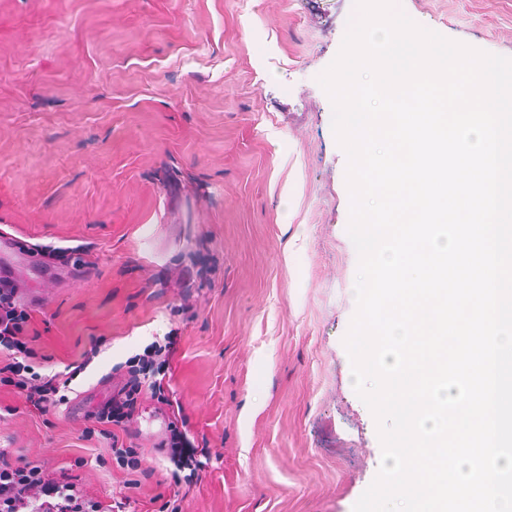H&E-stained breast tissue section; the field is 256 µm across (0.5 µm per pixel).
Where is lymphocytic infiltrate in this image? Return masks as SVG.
<instances>
[{
    "mask_svg": "<svg viewBox=\"0 0 512 512\" xmlns=\"http://www.w3.org/2000/svg\"><path fill=\"white\" fill-rule=\"evenodd\" d=\"M15 288H0V387H10L23 394L26 402L41 413H48L66 400L65 388L72 381L73 372L46 375L35 370L33 362L38 352L29 337L30 316L18 309ZM174 339L165 344H152L130 366L129 377L122 387V399L103 408L85 429L86 435L111 436L112 427L133 411L141 393L142 376L154 374L152 395H162V376L168 371ZM182 434H173L170 458L177 468L174 483H192L204 461L210 458V449L185 450ZM0 512H106L103 503L86 491L79 476L72 471L53 472L44 463L12 457L0 448Z\"/></svg>",
    "mask_w": 512,
    "mask_h": 512,
    "instance_id": "1",
    "label": "lymphocytic infiltrate"
}]
</instances>
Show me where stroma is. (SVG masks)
Here are the masks:
<instances>
[{
    "mask_svg": "<svg viewBox=\"0 0 512 512\" xmlns=\"http://www.w3.org/2000/svg\"><path fill=\"white\" fill-rule=\"evenodd\" d=\"M512 58V0H396ZM356 0H0V242L40 370L83 363L46 414L0 389V448L124 512H160L173 421L211 459L182 512H353L382 461L344 338L357 309L347 155L318 82ZM172 336L126 492L84 438L126 362ZM105 457L99 466L97 457Z\"/></svg>",
    "mask_w": 512,
    "mask_h": 512,
    "instance_id": "obj_1",
    "label": "stroma"
}]
</instances>
